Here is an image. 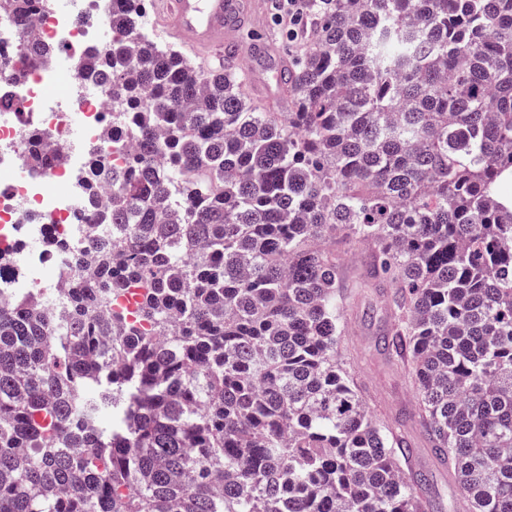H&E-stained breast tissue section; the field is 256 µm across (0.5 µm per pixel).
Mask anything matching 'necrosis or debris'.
Listing matches in <instances>:
<instances>
[{
	"instance_id": "4bbe7bcc",
	"label": "necrosis or debris",
	"mask_w": 512,
	"mask_h": 512,
	"mask_svg": "<svg viewBox=\"0 0 512 512\" xmlns=\"http://www.w3.org/2000/svg\"><path fill=\"white\" fill-rule=\"evenodd\" d=\"M112 0H69L67 9L38 0L33 9L39 41L53 44L55 54L44 64L26 66V45L0 19V70L18 73L19 81L0 82V250L24 243L15 264L0 267V300L22 292L41 294L55 303L61 282H41L38 269L46 263L68 268V254L55 251L54 243H79L86 229L74 220L77 211L95 202V189L104 183L96 173L92 151L110 148L117 126L113 105L92 81L79 78L74 59L102 42L98 19L112 11ZM65 79L63 96L45 89L52 79ZM77 112L82 135L73 139L65 115ZM60 147L61 154L34 178L30 158L38 141ZM55 192H44L46 183Z\"/></svg>"
}]
</instances>
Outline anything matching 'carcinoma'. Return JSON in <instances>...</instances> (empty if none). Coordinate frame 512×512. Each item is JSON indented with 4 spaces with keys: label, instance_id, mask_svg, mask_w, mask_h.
<instances>
[{
    "label": "carcinoma",
    "instance_id": "carcinoma-1",
    "mask_svg": "<svg viewBox=\"0 0 512 512\" xmlns=\"http://www.w3.org/2000/svg\"><path fill=\"white\" fill-rule=\"evenodd\" d=\"M114 2L79 69L133 149L65 327L0 305V512H434L337 355L355 244L427 444L512 512V0L318 3L291 112Z\"/></svg>",
    "mask_w": 512,
    "mask_h": 512
}]
</instances>
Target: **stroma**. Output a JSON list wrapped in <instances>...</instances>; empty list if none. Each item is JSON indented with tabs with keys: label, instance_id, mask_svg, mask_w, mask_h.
Returning <instances> with one entry per match:
<instances>
[{
	"label": "stroma",
	"instance_id": "35a3bbf8",
	"mask_svg": "<svg viewBox=\"0 0 512 512\" xmlns=\"http://www.w3.org/2000/svg\"><path fill=\"white\" fill-rule=\"evenodd\" d=\"M263 3L254 23L255 29L262 31L263 41H256L247 31L239 38L240 53L253 55L260 64L289 55L288 24L281 20L276 0H263ZM388 321L381 289L371 285L359 288L356 305L346 316L339 358L364 390L373 414L387 423H403L412 441L414 456L425 464L426 490L437 512H465L447 468L432 449L426 447L413 421L417 396L405 369L390 361L378 345Z\"/></svg>",
	"mask_w": 512,
	"mask_h": 512
}]
</instances>
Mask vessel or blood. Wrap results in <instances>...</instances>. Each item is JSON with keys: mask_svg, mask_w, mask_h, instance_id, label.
<instances>
[{"mask_svg": "<svg viewBox=\"0 0 512 512\" xmlns=\"http://www.w3.org/2000/svg\"><path fill=\"white\" fill-rule=\"evenodd\" d=\"M261 8L260 0H163L159 11L169 35L196 54L223 59L234 34Z\"/></svg>", "mask_w": 512, "mask_h": 512, "instance_id": "b4317fda", "label": "vessel or blood"}]
</instances>
